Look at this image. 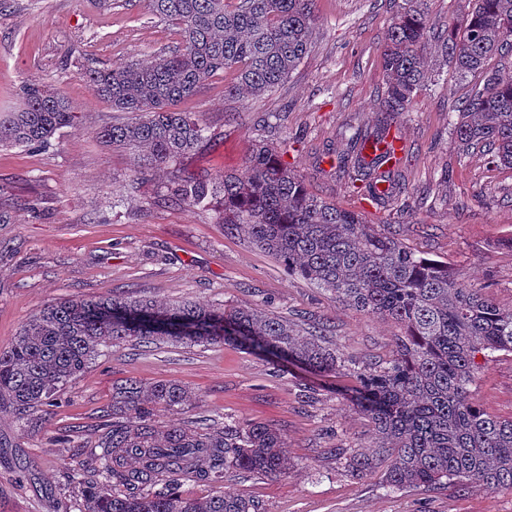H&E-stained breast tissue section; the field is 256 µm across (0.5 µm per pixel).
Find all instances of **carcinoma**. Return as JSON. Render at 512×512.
<instances>
[{"label": "carcinoma", "instance_id": "obj_1", "mask_svg": "<svg viewBox=\"0 0 512 512\" xmlns=\"http://www.w3.org/2000/svg\"><path fill=\"white\" fill-rule=\"evenodd\" d=\"M152 13L174 23L182 45L146 64L116 63L88 72L100 96L131 118L102 127L116 147L142 152L150 170L176 167L205 140L195 112L180 103L213 76L232 74L224 92L247 99L274 88L307 56L315 31V0H148ZM394 20L383 58L385 111L373 125L351 128L339 161L353 191L392 205L407 192L406 144L398 117L423 86L429 16L426 0H393ZM460 80L480 75L456 106L458 150L512 169V75L498 64L512 52V0H470L468 12L441 42ZM77 113L57 92L29 83L23 106L0 119V146L45 147L56 130L78 126ZM168 200L221 210L224 231L248 238L334 299L399 328L391 359L352 368V401L371 422L376 455L346 458L364 476L384 461L396 489L445 481L512 490V419L500 420L471 397L487 351L512 353V309L458 282L448 264L430 259L392 228L319 198L281 153L257 145L242 170L218 178L176 172ZM234 344L336 375L346 360L324 327L308 331L249 305L161 302L129 291L97 299H62L37 310L0 349V408L29 421L60 388L82 375L100 348L124 342ZM196 396L176 380L112 384L101 434L88 450L93 475L73 458L80 512H264L224 489L231 478L288 473L285 438L271 424L203 420L159 426L161 409L185 414ZM218 488L205 497L178 491L185 480Z\"/></svg>", "mask_w": 512, "mask_h": 512}]
</instances>
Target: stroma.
<instances>
[{"label": "stroma", "instance_id": "35a3bbf8", "mask_svg": "<svg viewBox=\"0 0 512 512\" xmlns=\"http://www.w3.org/2000/svg\"><path fill=\"white\" fill-rule=\"evenodd\" d=\"M428 50L435 80L401 117L409 147L408 191L381 206L353 195L337 161L349 129L384 109L383 46L391 0H316L308 55L286 81L241 100L210 79L181 103L211 135L182 168L217 177L241 170L259 142L274 145L308 189L395 228L424 256L447 262L455 278L512 309V170L481 156L459 155L452 138L456 103L466 96L437 53L449 22L468 0H428ZM180 36L155 18L147 0L101 10L97 0H0V117L15 111L22 88L39 83L60 92L80 115L49 147H0V348L43 305L132 291L158 300L253 304L298 324L330 328L337 351L356 362H383L399 329L332 299L309 281L287 275L248 239L224 232L213 210L174 206L165 198L172 171L142 174L137 151L101 142L96 133L123 120L87 71L146 62L172 51ZM31 207L19 209L18 200ZM471 391L488 414L512 419V354L482 358ZM134 377L175 379L194 392L196 414L216 422L275 425L285 436L286 475L234 479L236 495L265 512H512V490L455 483L391 490L382 472L354 476L334 455L365 451L373 430L343 395L350 375L316 377L240 347L124 343L105 348L81 377L65 384L43 417L29 423L0 410V512H56L77 491L65 473L73 454L92 446L112 384ZM310 401H303V393ZM69 436V445L59 442ZM25 463L17 475L15 463Z\"/></svg>", "mask_w": 512, "mask_h": 512}]
</instances>
